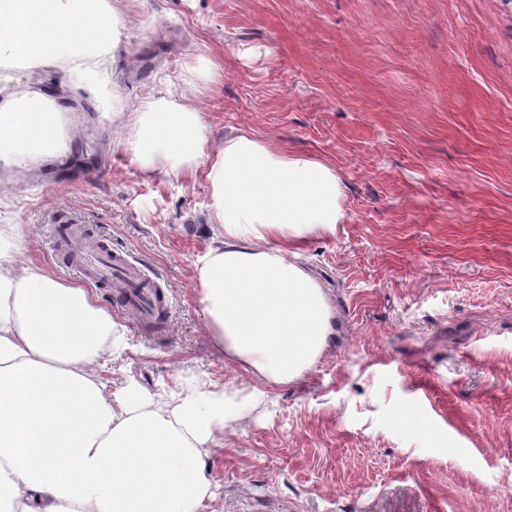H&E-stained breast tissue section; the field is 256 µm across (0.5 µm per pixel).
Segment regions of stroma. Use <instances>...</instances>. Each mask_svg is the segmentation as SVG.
<instances>
[{
    "instance_id": "35a3bbf8",
    "label": "stroma",
    "mask_w": 512,
    "mask_h": 512,
    "mask_svg": "<svg viewBox=\"0 0 512 512\" xmlns=\"http://www.w3.org/2000/svg\"><path fill=\"white\" fill-rule=\"evenodd\" d=\"M112 50L0 71V96L58 100L64 148L0 188L27 259L61 208L166 292L162 329L113 312L97 369L153 410L178 392L242 405L203 449L199 512H512V0H112ZM189 103L214 146L250 129L335 168L345 218L303 252L342 334L264 396L225 365L197 270L216 245L203 167L141 169L122 114ZM412 415L404 423L399 411Z\"/></svg>"
}]
</instances>
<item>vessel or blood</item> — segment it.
<instances>
[{
	"label": "vessel or blood",
	"mask_w": 512,
	"mask_h": 512,
	"mask_svg": "<svg viewBox=\"0 0 512 512\" xmlns=\"http://www.w3.org/2000/svg\"><path fill=\"white\" fill-rule=\"evenodd\" d=\"M52 222L56 249L66 252L82 279L111 288L113 307L134 316L138 323L154 322L165 308V297L157 280L139 262L113 251L70 211H58Z\"/></svg>",
	"instance_id": "1"
}]
</instances>
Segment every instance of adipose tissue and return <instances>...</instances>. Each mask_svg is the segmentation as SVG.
<instances>
[{"instance_id": "adipose-tissue-1", "label": "adipose tissue", "mask_w": 512, "mask_h": 512, "mask_svg": "<svg viewBox=\"0 0 512 512\" xmlns=\"http://www.w3.org/2000/svg\"><path fill=\"white\" fill-rule=\"evenodd\" d=\"M107 0H0V57L41 66L88 61L112 47ZM55 100L0 101V167L53 155ZM132 160L168 175L203 164L218 245L198 269L210 336L227 366L263 391L311 371L336 311L301 262L308 236L335 234L344 189L334 168L289 153L251 131L212 148L197 109L128 113ZM116 325L93 293L0 249V486L15 512H197L210 482L201 451L229 414L223 397L191 394L166 413L128 387L119 406L94 373Z\"/></svg>"}]
</instances>
